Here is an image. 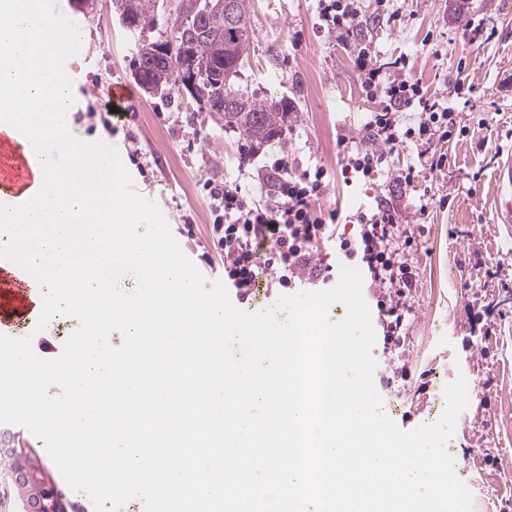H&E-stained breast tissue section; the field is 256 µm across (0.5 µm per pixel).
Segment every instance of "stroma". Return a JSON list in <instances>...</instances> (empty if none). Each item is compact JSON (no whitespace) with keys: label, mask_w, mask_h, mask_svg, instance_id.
Segmentation results:
<instances>
[{"label":"stroma","mask_w":512,"mask_h":512,"mask_svg":"<svg viewBox=\"0 0 512 512\" xmlns=\"http://www.w3.org/2000/svg\"><path fill=\"white\" fill-rule=\"evenodd\" d=\"M57 4L83 27L80 50L65 63L75 85L72 133L116 149L207 283L223 280L224 257L213 244L206 183L270 203L271 166L284 156L290 174L316 165L331 173L323 211L346 216L383 197L398 203L415 237L418 276L403 346L387 353L378 340L371 350L382 409L404 431L435 423L441 391L465 378L469 402L447 450L468 482L472 512H512V289L503 287L512 281V238L495 221V173L512 145V0H388L385 17L361 30L380 65L404 57L429 97L447 99L458 114L452 134L431 144L446 154L445 167L404 191L387 171L351 187L341 179L337 137H361L373 105L357 82L353 45L323 31L316 0H250L253 34L235 84L255 99L297 106L281 139L258 147L188 94L165 99L137 84V48L170 30L179 0H156V26L143 31L125 27L112 0ZM470 22L482 24L483 39L464 38ZM461 79L478 88L466 100L453 92ZM116 82L132 96L124 120L108 127L104 103ZM476 317L483 328L474 333ZM402 365L407 378L386 386Z\"/></svg>","instance_id":"1"}]
</instances>
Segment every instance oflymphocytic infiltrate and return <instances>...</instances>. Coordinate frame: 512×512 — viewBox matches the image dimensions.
<instances>
[{"label": "lymphocytic infiltrate", "mask_w": 512, "mask_h": 512, "mask_svg": "<svg viewBox=\"0 0 512 512\" xmlns=\"http://www.w3.org/2000/svg\"><path fill=\"white\" fill-rule=\"evenodd\" d=\"M318 14L324 29L337 41H356L355 65L361 87L374 108L364 124L362 138L346 135L337 139L344 173L363 178L390 168L405 141L420 145L419 167L396 171L395 179L411 187L417 169L436 171L444 159L428 160L426 147L441 129L453 126L456 114L447 102L426 96L422 84L403 71L385 80L371 45L356 37L368 22L361 0H318ZM416 124L404 127L408 113ZM275 199L265 207L249 206L238 189L210 187L217 216L213 233L224 253V279L240 303H248L258 268H265L271 283L283 288L321 287L332 273L316 261L318 249L332 243L341 260L356 263L365 275L379 313L378 332L384 345L400 341L406 334L412 313L411 290L416 282L412 261L415 239L404 224L397 207L380 199L355 214L353 236L339 234L335 213H322L318 200L329 178L317 167L293 176L287 158L273 164Z\"/></svg>", "instance_id": "f902f5d3"}]
</instances>
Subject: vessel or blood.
<instances>
[{
    "label": "vessel or blood",
    "instance_id": "vessel-or-blood-1",
    "mask_svg": "<svg viewBox=\"0 0 512 512\" xmlns=\"http://www.w3.org/2000/svg\"><path fill=\"white\" fill-rule=\"evenodd\" d=\"M37 165L38 157L23 133L16 129L8 134L0 132V204L18 206L36 195ZM497 181L496 217L512 238V156L499 167ZM37 294V287L21 269L0 260V334L17 336L19 326L38 320Z\"/></svg>",
    "mask_w": 512,
    "mask_h": 512
}]
</instances>
